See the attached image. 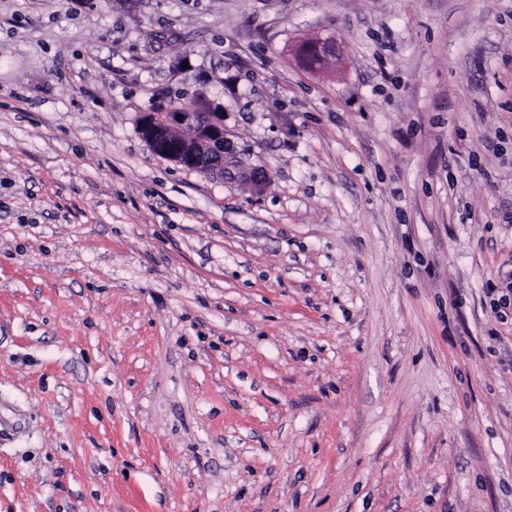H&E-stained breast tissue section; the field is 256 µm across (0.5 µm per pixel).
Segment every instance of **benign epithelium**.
I'll list each match as a JSON object with an SVG mask.
<instances>
[{
	"label": "benign epithelium",
	"instance_id": "1",
	"mask_svg": "<svg viewBox=\"0 0 512 512\" xmlns=\"http://www.w3.org/2000/svg\"><path fill=\"white\" fill-rule=\"evenodd\" d=\"M291 52L307 66L322 70L343 65L333 39L314 38L296 43ZM138 130L149 148L174 164L209 175H224V113L210 106L189 112L172 104L141 113Z\"/></svg>",
	"mask_w": 512,
	"mask_h": 512
}]
</instances>
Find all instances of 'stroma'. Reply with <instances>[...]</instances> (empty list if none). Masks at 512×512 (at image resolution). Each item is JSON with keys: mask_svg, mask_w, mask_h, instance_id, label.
<instances>
[{"mask_svg": "<svg viewBox=\"0 0 512 512\" xmlns=\"http://www.w3.org/2000/svg\"><path fill=\"white\" fill-rule=\"evenodd\" d=\"M0 512H512V0H0ZM291 52L300 62L319 71L329 65L341 67L343 59L339 47L333 39L314 38L296 43ZM181 106L205 107L196 98ZM176 104L141 113L138 130L149 148L177 166L224 176V114L209 105L206 112H188ZM181 115V119H178ZM191 130V138L182 133ZM203 165L206 168L202 170Z\"/></svg>", "mask_w": 512, "mask_h": 512, "instance_id": "1", "label": "stroma"}]
</instances>
